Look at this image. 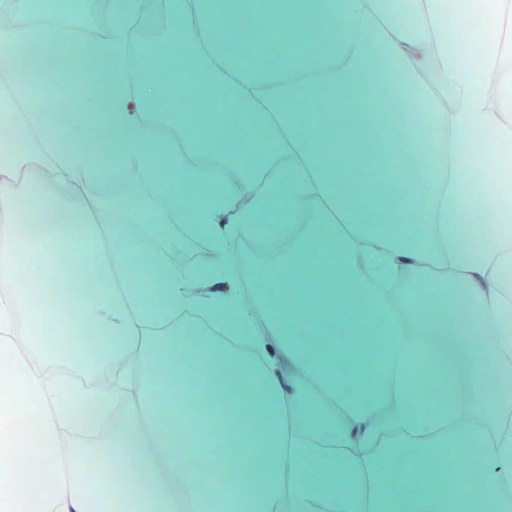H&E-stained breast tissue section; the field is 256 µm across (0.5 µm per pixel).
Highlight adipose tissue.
I'll return each mask as SVG.
<instances>
[{"instance_id": "ef3b65f1", "label": "adipose tissue", "mask_w": 512, "mask_h": 512, "mask_svg": "<svg viewBox=\"0 0 512 512\" xmlns=\"http://www.w3.org/2000/svg\"><path fill=\"white\" fill-rule=\"evenodd\" d=\"M147 7L111 0L108 35L77 50L95 81L64 121L47 123L42 96L17 82L21 112L0 113V356L18 345L16 328L25 350L19 384L0 395V512H512V194L489 205L448 174L473 166L478 132L491 133L497 170L512 174V73L501 64L512 35H485L473 69L466 44L440 27L439 0H417L404 19L387 0H168L162 57L178 55L181 74L162 93L151 79L126 80L129 28ZM298 11L327 44L289 48ZM229 17L243 29L225 27ZM193 23L210 31L195 46L204 71L181 53ZM60 37L49 24L0 29V75L21 57L34 75L60 74ZM428 70L450 83L453 107L424 83ZM191 90L206 131L181 148L170 134L189 129ZM302 100L314 110H296ZM159 102L163 115L146 119ZM244 123L255 142L225 137ZM356 141L378 143L389 162L345 181L337 161ZM189 149L215 164L188 165ZM131 161L175 173L155 192L177 222L196 225L210 264L114 288L115 273L143 261L142 238L128 231L143 213L130 197L88 208L83 190ZM260 174L266 189L239 208L240 185ZM195 184L208 186L204 198L189 193ZM274 198L308 222L262 240L271 270L250 298L225 291L237 276L226 252L257 237ZM20 265L38 296L15 289ZM410 270L412 289L392 296L385 282ZM50 319L107 345L49 341ZM410 336L466 365L461 416L397 379ZM64 363L122 377L87 392L53 373ZM34 406L36 497L12 435ZM481 443L478 469L419 481L441 454ZM118 474L128 479L119 496Z\"/></svg>"}]
</instances>
